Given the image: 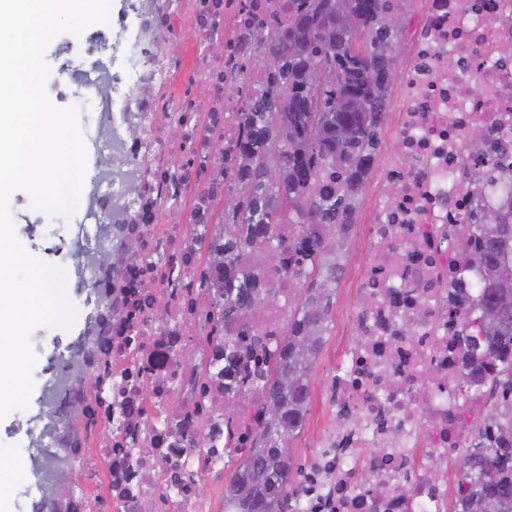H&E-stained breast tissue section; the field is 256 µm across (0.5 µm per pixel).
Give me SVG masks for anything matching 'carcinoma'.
<instances>
[{
    "label": "carcinoma",
    "instance_id": "cac0c4a2",
    "mask_svg": "<svg viewBox=\"0 0 512 512\" xmlns=\"http://www.w3.org/2000/svg\"><path fill=\"white\" fill-rule=\"evenodd\" d=\"M386 0H287L288 24H260L243 34L252 55L277 51L282 65L259 71L262 81L235 113L238 138L212 148L231 165L236 188L217 208L224 234L195 232L206 258L224 266L217 295L219 319L228 331L245 325L280 293L288 297V328L269 348L252 335V349L268 361L249 375V390L262 397L252 444L241 449L224 492V512H284L294 473L289 443L308 411L309 373L331 322L346 233L356 220L364 184L380 147L392 87L385 70L396 67L403 28L390 26L397 9ZM336 228L327 237V226ZM480 242L476 262L482 271V297L462 328L465 361L497 364L493 373L463 380L467 394L491 385L512 396V310L501 308L512 296V202L487 209L470 225ZM288 251L281 283L269 278L262 254ZM288 375V386L282 376ZM281 413H268L271 402ZM497 426L489 412L479 434L490 440L462 456L451 512H483L496 497L512 512V428Z\"/></svg>",
    "mask_w": 512,
    "mask_h": 512
}]
</instances>
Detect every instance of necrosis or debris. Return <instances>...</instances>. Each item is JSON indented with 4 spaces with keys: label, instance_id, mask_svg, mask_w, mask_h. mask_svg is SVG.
<instances>
[{
    "label": "necrosis or debris",
    "instance_id": "necrosis-or-debris-1",
    "mask_svg": "<svg viewBox=\"0 0 512 512\" xmlns=\"http://www.w3.org/2000/svg\"><path fill=\"white\" fill-rule=\"evenodd\" d=\"M245 2L124 0L46 83L50 100L81 109L87 175L75 216L22 214L78 309L75 338L54 351L31 338L39 427L11 459L27 477L24 512H215L210 482L223 479L231 446L251 443L258 395L224 411L225 384L244 373L217 327L223 266L211 264L210 287H199L192 240L213 225L233 176L209 142L234 138L226 117L261 81L239 37ZM415 4L392 114L398 148L377 162L393 191L360 221L375 256L353 272L356 341L328 393L346 425L320 434L290 512H448L439 473L457 464L469 418L486 406L461 388L454 339L467 312L457 303H478L481 276L452 234L499 202L489 156L512 164V62L497 53L512 41V0ZM179 26L202 43L171 53ZM169 124L178 141L161 138ZM476 168L488 182L469 183ZM132 230L149 264L117 254ZM105 363L112 373L90 396ZM361 462L373 487L355 481Z\"/></svg>",
    "mask_w": 512,
    "mask_h": 512
}]
</instances>
